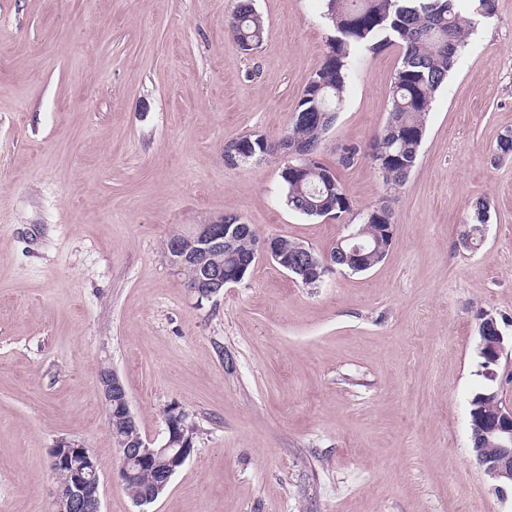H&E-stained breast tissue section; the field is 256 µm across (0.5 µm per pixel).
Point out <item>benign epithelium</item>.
Segmentation results:
<instances>
[{
    "mask_svg": "<svg viewBox=\"0 0 512 512\" xmlns=\"http://www.w3.org/2000/svg\"><path fill=\"white\" fill-rule=\"evenodd\" d=\"M224 150L245 163L253 157L259 162L267 157L265 153L255 156L249 149V142L243 138L225 144ZM244 232L257 238L256 250L249 255L234 256L237 277L227 281L224 274L211 265L212 256L232 249L235 239ZM295 246L298 254L290 259L280 249L277 239L262 238L255 228L225 217L213 224H198L188 235L173 237L165 261L182 277L184 288L199 302L218 296L229 283L240 282L260 254L270 257L288 273L301 276L305 285L318 286L325 271L335 266V256L330 252L318 253L302 241L295 242ZM188 267L194 269L190 278L184 277ZM485 325L496 333L495 343L488 348L485 341H480L479 354L485 357L486 374L494 378L493 366L505 352L504 336L493 316H486ZM100 391L108 419L114 427L123 429L135 423L126 388L114 371H108L101 379ZM172 415L173 419L166 422L165 438L158 447L148 439L128 440L120 436L114 439L119 456L118 479L122 487L136 483L143 471L154 473L152 485L137 498L139 505L155 502L194 451L186 435L191 428L189 414L175 407ZM474 430L476 436L496 445L495 455H485L476 447L474 456L493 483V489L504 497L507 489L512 488V408L498 405L493 415L484 418V427L476 426ZM50 466L55 473L68 472L67 483H57L53 489L55 512H101L98 465L90 448L78 440L59 439L51 450Z\"/></svg>",
    "mask_w": 512,
    "mask_h": 512,
    "instance_id": "benign-epithelium-1",
    "label": "benign epithelium"
}]
</instances>
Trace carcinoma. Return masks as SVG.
<instances>
[{"mask_svg": "<svg viewBox=\"0 0 512 512\" xmlns=\"http://www.w3.org/2000/svg\"><path fill=\"white\" fill-rule=\"evenodd\" d=\"M323 18L332 35L319 68L304 87L287 134L276 144L263 139L260 151L273 153L288 146L311 156L305 175L281 174L284 203L288 209L317 218L323 213L342 214L350 209L337 167H351L371 158L383 184L396 191L408 180L419 160L426 131V116L435 94L445 84L457 62L467 32L479 19L496 13V0H470V13L461 14L458 0H323ZM233 42L245 54L262 43L266 28L252 0H238L229 20ZM388 45L401 49L400 64L391 83V109L382 131L368 147L344 144L337 165L319 158L316 124L299 119L302 112H323L326 122H335L345 89L357 63L365 54H375ZM394 224L388 205L377 204L365 213L358 231L370 246L383 238V225ZM465 230L474 246L485 235V206L475 205Z\"/></svg>", "mask_w": 512, "mask_h": 512, "instance_id": "1", "label": "carcinoma"}]
</instances>
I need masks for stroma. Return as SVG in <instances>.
<instances>
[{
    "instance_id": "obj_1",
    "label": "stroma",
    "mask_w": 512,
    "mask_h": 512,
    "mask_svg": "<svg viewBox=\"0 0 512 512\" xmlns=\"http://www.w3.org/2000/svg\"><path fill=\"white\" fill-rule=\"evenodd\" d=\"M0 0V512H54L50 450L92 448L102 512H512L472 452L470 409L512 407V345L488 379L478 319L512 336V0L470 32L426 119L419 162L387 192L371 160L339 168L350 210H289L284 160L231 168L226 142L282 138L331 29L323 0ZM401 52L358 65L321 155L369 144ZM485 241L461 242L476 201ZM385 202L372 269L305 287L267 257L197 302L166 263L176 233L224 216L331 249ZM114 369L142 437L164 411L198 426L192 457L140 506L116 479L99 391ZM229 31L233 42L245 54L253 52L262 43L266 28L252 0H238L229 20Z\"/></svg>"
}]
</instances>
